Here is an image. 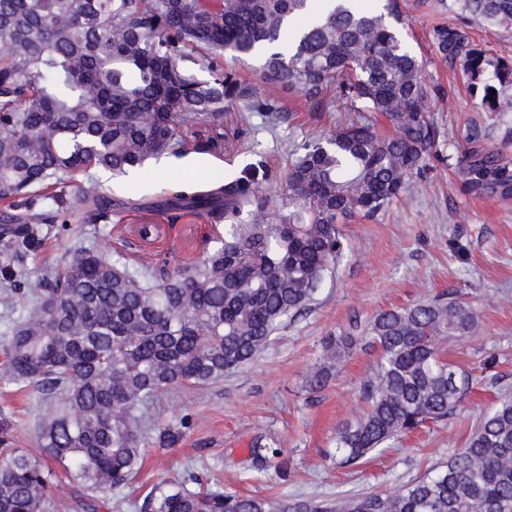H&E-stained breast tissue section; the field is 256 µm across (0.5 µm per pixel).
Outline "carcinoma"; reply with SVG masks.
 I'll return each instance as SVG.
<instances>
[{
	"instance_id": "cac0c4a2",
	"label": "carcinoma",
	"mask_w": 512,
	"mask_h": 512,
	"mask_svg": "<svg viewBox=\"0 0 512 512\" xmlns=\"http://www.w3.org/2000/svg\"><path fill=\"white\" fill-rule=\"evenodd\" d=\"M421 0H0V198L63 181L90 167L123 176L177 155L191 132L224 140V107L283 119L255 99L216 55L259 61L262 82L300 91L321 112L341 101L336 125L290 151L286 188L269 211L254 165L213 192L176 195L156 212L189 211L224 220V239L172 273L147 256L136 266L84 250L34 287L15 262L35 230L81 216L107 218L99 182L80 183L57 212L32 199L26 227L3 236L5 308L21 314L0 336V379L34 391L50 411L36 434L40 455L0 448V512H49L46 491L58 463L75 487L72 509L95 512L124 489L148 447L168 448L184 425L146 427L161 391L217 382L254 361L272 335L313 300L349 248L343 224L375 219L422 176L439 135L428 111L422 65L393 22ZM512 26V0H448ZM442 61L474 79L484 50L454 24L433 30ZM205 71L208 77L200 72ZM512 62L483 83L484 112H512ZM392 128L379 134L371 115ZM457 156L461 191L512 198V157L495 145ZM477 310L452 292L377 313L330 336L309 379L313 392L358 347L377 350L361 385L363 415L336 433L341 464L356 466L428 423H445L473 376L443 344L473 335ZM144 512H512V395L503 394L447 462L385 494L336 499L245 496L221 486L192 491L161 484Z\"/></svg>"
}]
</instances>
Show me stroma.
Wrapping results in <instances>:
<instances>
[{
    "instance_id": "1",
    "label": "stroma",
    "mask_w": 512,
    "mask_h": 512,
    "mask_svg": "<svg viewBox=\"0 0 512 512\" xmlns=\"http://www.w3.org/2000/svg\"><path fill=\"white\" fill-rule=\"evenodd\" d=\"M448 21L472 37L489 64L512 57V27L443 12L431 2L407 15L397 30L421 61L427 82L442 87L439 96L428 99L440 135L426 178L414 182L410 193L377 220L347 224L350 251L327 275L315 301L276 332L258 359L205 387L158 394L149 408L152 418L184 423L182 438L166 450H148L129 486L98 512H141L151 489L168 481L193 490L202 479L208 486L247 496L389 493L446 462L465 445L483 410L499 396L512 394V200L464 195L455 171L457 154L466 145L464 134L472 125L483 142L504 146L512 155V142L504 140L512 131V112L480 111L474 80L463 75L461 66L441 61L431 30ZM236 71L254 96L279 95L287 119L271 128L260 113L234 109L224 115L223 148H206L204 139L191 136L182 154L148 161L133 178L112 179L93 168L47 182L43 193L63 203L86 176L99 177L109 218L100 224L75 218L65 226H41L21 259L29 282H38L71 254L88 248L110 260L132 261L148 253L170 271L201 258L223 238V225L189 213L172 219L147 211L146 203L180 191L217 189L257 162L272 175L262 187L264 195L277 200L291 163L289 146L318 136L336 115L315 111L301 93L274 92L249 64L237 65ZM146 222L161 227L159 236L147 243L135 231ZM448 291L471 301L481 316L475 335L445 345L449 361L475 376L472 393L447 423L413 433L358 466L341 465L336 430L362 415L360 386L377 353L356 350L328 385L313 393L307 378L323 355L325 338L344 334L351 323L366 324L380 310ZM46 409V400L0 381V438L34 449ZM258 443L276 451L262 468L250 454Z\"/></svg>"
}]
</instances>
